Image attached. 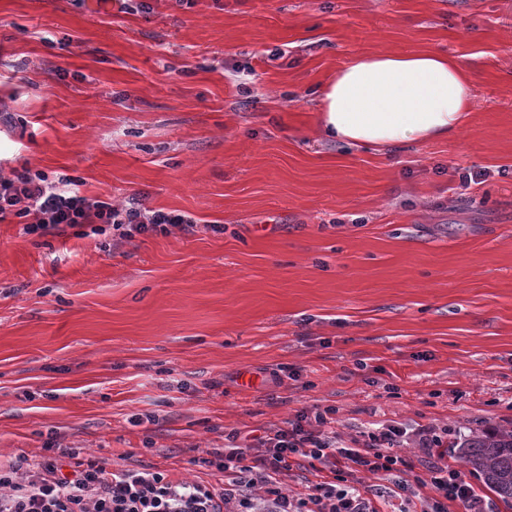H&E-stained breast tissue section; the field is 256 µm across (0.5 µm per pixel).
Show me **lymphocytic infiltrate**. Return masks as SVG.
<instances>
[{
    "instance_id": "lymphocytic-infiltrate-1",
    "label": "lymphocytic infiltrate",
    "mask_w": 512,
    "mask_h": 512,
    "mask_svg": "<svg viewBox=\"0 0 512 512\" xmlns=\"http://www.w3.org/2000/svg\"><path fill=\"white\" fill-rule=\"evenodd\" d=\"M12 216L21 219L24 235L33 237L77 227L94 236L114 231L132 239L195 225L183 212L152 208L137 197L113 206L82 194L71 179L28 167L0 177V222ZM332 414L329 408H306L282 426L229 433L224 458L216 464L221 478L214 485L175 481L160 471L115 468L96 457L75 462L66 474V448L39 462L22 457L0 465V512H224L228 504L237 512H258L262 501L272 512H392L387 492L360 485L354 476L402 470L407 462L399 449L408 441L426 462L425 475L414 482L429 493L413 507L393 512H447L452 501L465 512H493L449 466L447 429L386 425L346 442L328 431ZM305 461L320 463L317 480L303 491H284L280 473ZM255 488L262 498L252 496Z\"/></svg>"
}]
</instances>
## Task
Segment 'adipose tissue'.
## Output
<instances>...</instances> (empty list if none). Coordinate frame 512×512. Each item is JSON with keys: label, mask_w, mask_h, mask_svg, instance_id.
Here are the masks:
<instances>
[{"label": "adipose tissue", "mask_w": 512, "mask_h": 512, "mask_svg": "<svg viewBox=\"0 0 512 512\" xmlns=\"http://www.w3.org/2000/svg\"><path fill=\"white\" fill-rule=\"evenodd\" d=\"M319 127L330 139L398 148L454 138L476 90L465 64L422 50L360 53L319 91Z\"/></svg>", "instance_id": "adipose-tissue-1"}]
</instances>
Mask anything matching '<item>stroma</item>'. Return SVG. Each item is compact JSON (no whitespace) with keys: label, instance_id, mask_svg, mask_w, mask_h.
<instances>
[{"label":"stroma","instance_id":"35a3bbf8","mask_svg":"<svg viewBox=\"0 0 512 512\" xmlns=\"http://www.w3.org/2000/svg\"><path fill=\"white\" fill-rule=\"evenodd\" d=\"M434 49L475 83L456 137L321 134L354 55ZM0 101V173L196 221L0 223V462L52 443L214 483L226 434L305 408L345 441L512 424V0H0Z\"/></svg>","mask_w":512,"mask_h":512}]
</instances>
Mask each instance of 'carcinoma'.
Here are the masks:
<instances>
[{"label":"carcinoma","instance_id":"1","mask_svg":"<svg viewBox=\"0 0 512 512\" xmlns=\"http://www.w3.org/2000/svg\"><path fill=\"white\" fill-rule=\"evenodd\" d=\"M458 456L512 509V427L473 433L456 443Z\"/></svg>","mask_w":512,"mask_h":512}]
</instances>
